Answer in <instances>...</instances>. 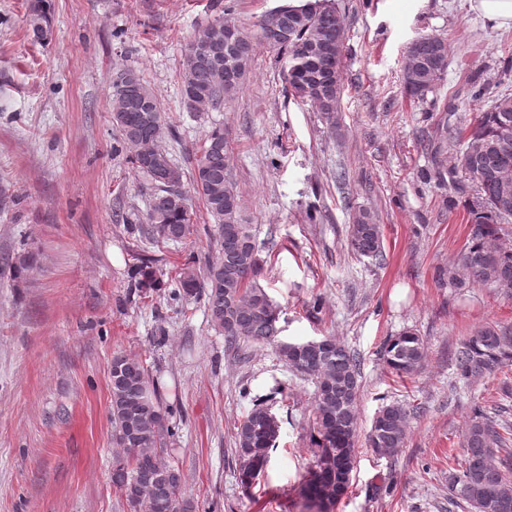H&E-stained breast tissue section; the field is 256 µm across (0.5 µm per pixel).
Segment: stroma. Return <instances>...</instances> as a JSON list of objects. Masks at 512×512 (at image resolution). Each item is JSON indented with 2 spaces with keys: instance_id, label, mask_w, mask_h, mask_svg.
I'll list each match as a JSON object with an SVG mask.
<instances>
[{
  "instance_id": "35a3bbf8",
  "label": "stroma",
  "mask_w": 512,
  "mask_h": 512,
  "mask_svg": "<svg viewBox=\"0 0 512 512\" xmlns=\"http://www.w3.org/2000/svg\"><path fill=\"white\" fill-rule=\"evenodd\" d=\"M33 2L0 0V258L34 256L18 275L0 272V512H133L112 484L110 364L119 354L142 359L173 409L168 453L196 512H300L315 385L280 361L277 345L329 336L360 362V433L382 405L412 410L397 455L358 443L336 512H467L448 502V467L473 403L496 405L500 382L453 389V354L480 327L512 324V299L441 278L466 242L476 189L461 195L440 181L431 144L440 120L467 126L490 96L512 94V30L494 29L467 0H335L346 41L331 125L290 96L284 63L263 45L221 109L191 112L181 100L183 48L225 4L248 30L291 0H49L43 44L28 33ZM427 35L448 41V71L413 100L401 79L405 52ZM128 69L155 95L160 145L183 170L205 133L224 127L260 248L259 283L280 309L275 343L229 351L203 299L177 305L131 289L138 257H156L170 280L188 260H215L218 246L195 196L193 242L156 245L117 222L119 209L145 215L155 190L112 151L110 80ZM474 81L489 97L470 98ZM361 209L382 226L381 259L348 248ZM406 330L422 336L426 357L401 378L382 347ZM255 395L281 428L247 492L234 435Z\"/></svg>"
}]
</instances>
